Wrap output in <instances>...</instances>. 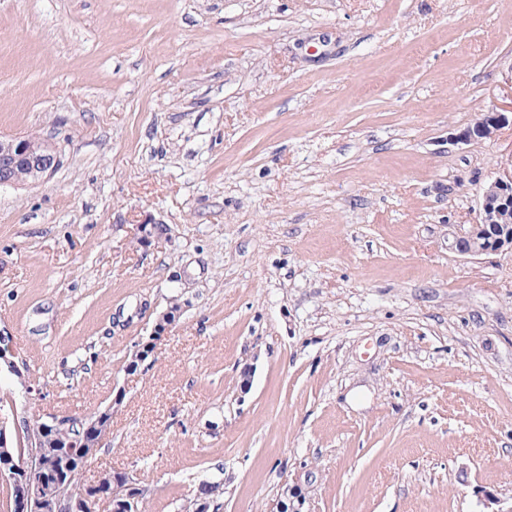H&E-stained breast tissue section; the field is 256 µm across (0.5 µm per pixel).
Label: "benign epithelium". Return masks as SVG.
Masks as SVG:
<instances>
[{
  "instance_id": "obj_1",
  "label": "benign epithelium",
  "mask_w": 512,
  "mask_h": 512,
  "mask_svg": "<svg viewBox=\"0 0 512 512\" xmlns=\"http://www.w3.org/2000/svg\"><path fill=\"white\" fill-rule=\"evenodd\" d=\"M512 119L504 112L490 113L488 123L478 128V135L493 138L501 126ZM59 164L56 147L34 136L0 138V187L34 185L45 181ZM506 212H512V156L497 164L496 176L480 194L478 221L468 229L453 233L451 248L464 256L491 253H511L512 238L499 237L490 243L480 238V223L487 221L492 203ZM139 240L148 242L163 233V227L150 220L138 222ZM0 364L17 372L13 339L0 333ZM48 420L41 426L55 432H69V444L77 448L82 465L79 477L69 474V461H64L53 477L41 469L40 444L29 443L28 456H17L13 451L11 431L7 421L0 420V487L5 489L4 507L7 512H96V506L106 502L109 512H144L143 491L128 473L116 471L112 480L103 472L92 469V463L107 432L101 431L105 418H112L108 406L90 416L47 413Z\"/></svg>"
}]
</instances>
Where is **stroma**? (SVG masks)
Segmentation results:
<instances>
[{
    "instance_id": "stroma-1",
    "label": "stroma",
    "mask_w": 512,
    "mask_h": 512,
    "mask_svg": "<svg viewBox=\"0 0 512 512\" xmlns=\"http://www.w3.org/2000/svg\"><path fill=\"white\" fill-rule=\"evenodd\" d=\"M511 59L512 0H0V136L60 155L0 188V401L111 408L145 512L206 477L220 512L512 497V254L448 242Z\"/></svg>"
}]
</instances>
